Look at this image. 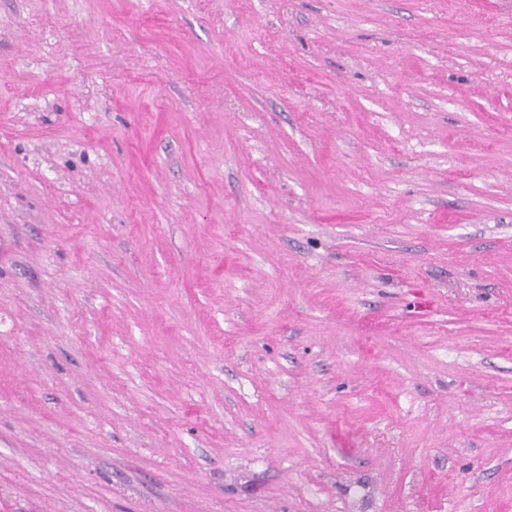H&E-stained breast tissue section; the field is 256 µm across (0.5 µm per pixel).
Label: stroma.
I'll list each match as a JSON object with an SVG mask.
<instances>
[{
  "mask_svg": "<svg viewBox=\"0 0 512 512\" xmlns=\"http://www.w3.org/2000/svg\"><path fill=\"white\" fill-rule=\"evenodd\" d=\"M0 512H512V0H0Z\"/></svg>",
  "mask_w": 512,
  "mask_h": 512,
  "instance_id": "stroma-1",
  "label": "stroma"
}]
</instances>
